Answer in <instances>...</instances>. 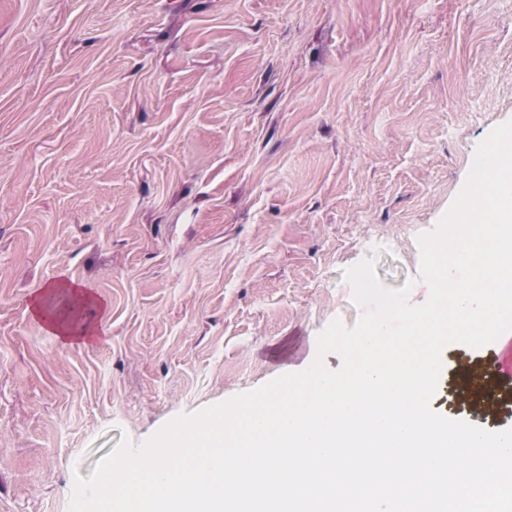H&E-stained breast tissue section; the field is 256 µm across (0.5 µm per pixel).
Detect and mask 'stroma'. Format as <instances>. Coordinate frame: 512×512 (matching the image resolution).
<instances>
[{
	"label": "stroma",
	"instance_id": "1",
	"mask_svg": "<svg viewBox=\"0 0 512 512\" xmlns=\"http://www.w3.org/2000/svg\"><path fill=\"white\" fill-rule=\"evenodd\" d=\"M179 2L0 0V512L310 366L360 262L425 303L418 237L512 121V0ZM58 280L99 339L30 316ZM493 350L446 346L432 409L512 428L454 394ZM58 289L67 292L71 301L76 305H82L94 300L93 294L79 283L57 282L51 284L39 296L32 299L29 307L30 314L34 318L40 319L49 333L59 337L64 343L69 345L85 343L98 336L100 327L94 324L76 326L70 322V317H61L54 313H48L43 309L44 297Z\"/></svg>",
	"mask_w": 512,
	"mask_h": 512
}]
</instances>
